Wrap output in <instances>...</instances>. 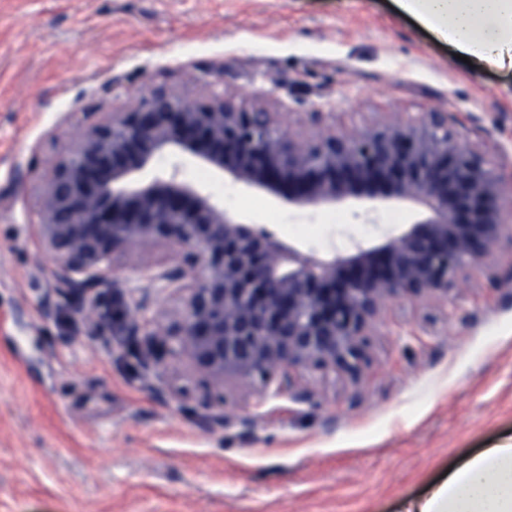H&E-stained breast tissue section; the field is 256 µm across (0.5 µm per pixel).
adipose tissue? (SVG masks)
<instances>
[{"label": "adipose tissue", "instance_id": "obj_1", "mask_svg": "<svg viewBox=\"0 0 512 512\" xmlns=\"http://www.w3.org/2000/svg\"><path fill=\"white\" fill-rule=\"evenodd\" d=\"M473 67L512 70V0H396ZM404 512H512V440L482 449Z\"/></svg>", "mask_w": 512, "mask_h": 512}]
</instances>
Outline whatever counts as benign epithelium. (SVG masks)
<instances>
[{
    "label": "benign epithelium",
    "instance_id": "benign-epithelium-1",
    "mask_svg": "<svg viewBox=\"0 0 512 512\" xmlns=\"http://www.w3.org/2000/svg\"><path fill=\"white\" fill-rule=\"evenodd\" d=\"M166 154L192 157L297 207L384 196L413 204L423 219L349 252H303L229 218L177 164L138 179ZM500 196L493 167L455 142L446 112L307 142L287 133L273 112L152 87L132 111L88 128L52 166L38 235L55 257L50 280L82 304L94 329L108 328L117 315L105 313L103 300L129 296L134 312L124 329L145 337V369L170 351L217 385L230 378L267 387L281 371L291 386L300 368L337 370L356 383L388 304L446 299L468 270L500 250ZM158 243L182 251L146 274L147 287L185 294L164 323L141 315L144 299L125 292L111 268L129 246Z\"/></svg>",
    "mask_w": 512,
    "mask_h": 512
}]
</instances>
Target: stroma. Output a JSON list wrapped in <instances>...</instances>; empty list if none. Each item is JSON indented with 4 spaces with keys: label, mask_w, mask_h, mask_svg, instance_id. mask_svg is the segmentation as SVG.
I'll return each instance as SVG.
<instances>
[{
    "label": "stroma",
    "mask_w": 512,
    "mask_h": 512,
    "mask_svg": "<svg viewBox=\"0 0 512 512\" xmlns=\"http://www.w3.org/2000/svg\"><path fill=\"white\" fill-rule=\"evenodd\" d=\"M156 85L289 113L307 140L325 133L305 118L316 105L346 133L448 113L500 177L512 223V71L466 67L395 0H0V512H403L512 438L507 244L448 299L387 308L360 384L298 372L304 402L279 372L267 389L216 385L165 353L144 374L121 327L91 330L48 278L46 174ZM181 171L306 251L374 244L420 218L391 199L294 207L190 161ZM178 252L135 246L111 262L147 315L181 305L144 279ZM491 274L505 288L489 289ZM215 414L223 425L204 426Z\"/></svg>",
    "instance_id": "35a3bbf8"
}]
</instances>
